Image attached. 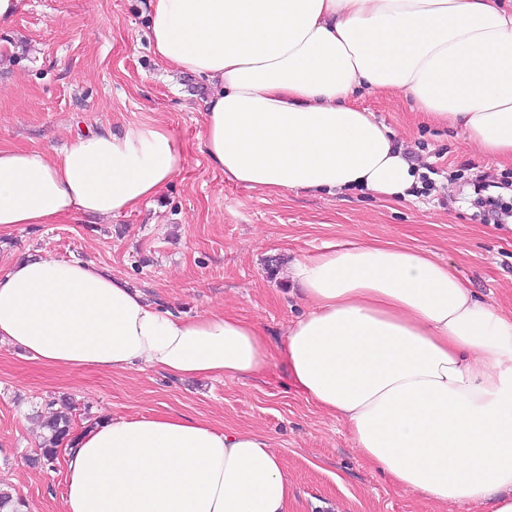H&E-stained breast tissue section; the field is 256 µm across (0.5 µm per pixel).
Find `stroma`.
<instances>
[{"label": "stroma", "mask_w": 512, "mask_h": 512, "mask_svg": "<svg viewBox=\"0 0 512 512\" xmlns=\"http://www.w3.org/2000/svg\"><path fill=\"white\" fill-rule=\"evenodd\" d=\"M24 2L0 32L14 48L0 60L1 147L51 151L84 129L158 120L185 144L189 161L158 199L132 214L17 225L0 237V268L42 251L91 261L172 311L236 310L276 344L304 310L287 266L329 241L377 239L428 252L478 298L512 310V223L476 220L468 192L452 177L467 168L496 181L512 163L479 156L461 131L425 119L407 95L361 89L352 103L393 131L416 165L435 168L422 194H268L210 165L200 146L208 84L157 61L147 0ZM64 396L79 430L93 417L169 413L262 431L292 484L288 512H461L395 488L365 465L345 426L298 395L281 368L244 383L149 367L66 371L2 344L0 487H10L26 512H64L65 462L31 463L41 434L33 415Z\"/></svg>", "instance_id": "obj_1"}]
</instances>
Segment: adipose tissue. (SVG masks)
<instances>
[{"label":"adipose tissue","mask_w":512,"mask_h":512,"mask_svg":"<svg viewBox=\"0 0 512 512\" xmlns=\"http://www.w3.org/2000/svg\"><path fill=\"white\" fill-rule=\"evenodd\" d=\"M157 59L206 79L202 146L227 180L271 194L409 196L413 162L349 103L400 91L426 118L512 160V12L499 0H148ZM188 163L158 121L73 135L58 152L0 147V234L115 218ZM307 311L270 345L255 321L150 302L95 263L49 254L0 271V344L63 370L151 367L244 379L281 364L342 420L361 459L442 505L512 512V312L432 255L331 242L286 270ZM269 437L169 414L98 420L66 456L65 512H287Z\"/></svg>","instance_id":"ef3b65f1"}]
</instances>
